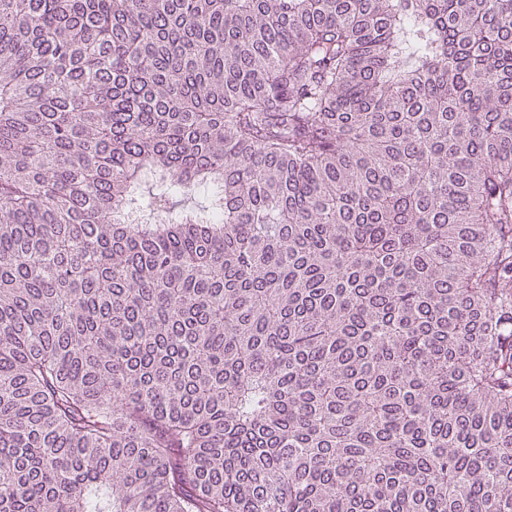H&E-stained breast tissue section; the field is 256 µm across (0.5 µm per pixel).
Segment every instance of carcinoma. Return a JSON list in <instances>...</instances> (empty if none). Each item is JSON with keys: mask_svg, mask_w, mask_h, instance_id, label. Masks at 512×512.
I'll list each match as a JSON object with an SVG mask.
<instances>
[{"mask_svg": "<svg viewBox=\"0 0 512 512\" xmlns=\"http://www.w3.org/2000/svg\"><path fill=\"white\" fill-rule=\"evenodd\" d=\"M0 512H512V0H0Z\"/></svg>", "mask_w": 512, "mask_h": 512, "instance_id": "obj_1", "label": "carcinoma"}]
</instances>
